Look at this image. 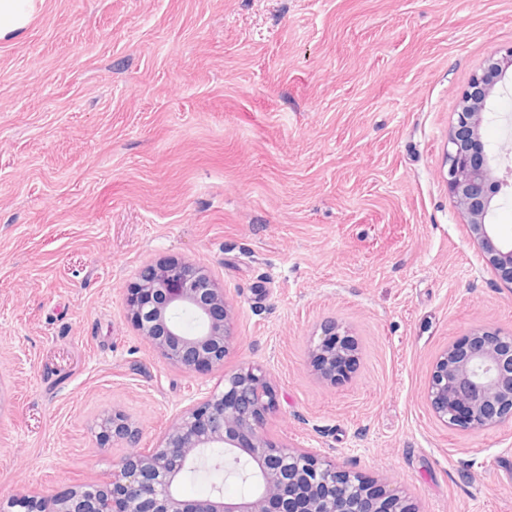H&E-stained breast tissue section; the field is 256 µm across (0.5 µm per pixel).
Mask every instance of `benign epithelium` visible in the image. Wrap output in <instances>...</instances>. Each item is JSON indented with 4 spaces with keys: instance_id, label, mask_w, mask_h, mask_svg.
Here are the masks:
<instances>
[{
    "instance_id": "7a95c632",
    "label": "benign epithelium",
    "mask_w": 512,
    "mask_h": 512,
    "mask_svg": "<svg viewBox=\"0 0 512 512\" xmlns=\"http://www.w3.org/2000/svg\"><path fill=\"white\" fill-rule=\"evenodd\" d=\"M504 78L494 58L471 81L448 136L446 182L466 217L484 260L512 290V240L488 222L494 199L512 195V166L490 157L480 128L487 102ZM126 316L140 338L167 364L183 372L224 367L234 344L232 311L224 285L203 266L157 260L142 268L125 301ZM312 363L334 382L340 366L352 365L355 346L336 323L324 328ZM436 417L450 429L482 431L512 420V331L476 330L436 358L426 392ZM275 409L267 373L254 365L224 375V391L204 397L173 419L156 446L137 449L140 432L114 414L100 422L105 439L134 448L104 483L79 484L47 494L20 490L0 499V512H416L398 490L370 483L309 448L276 445L265 421ZM241 463L253 489L238 500L223 490L185 499V475L208 465L216 449Z\"/></svg>"
}]
</instances>
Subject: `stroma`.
Listing matches in <instances>:
<instances>
[{"label":"stroma","mask_w":512,"mask_h":512,"mask_svg":"<svg viewBox=\"0 0 512 512\" xmlns=\"http://www.w3.org/2000/svg\"><path fill=\"white\" fill-rule=\"evenodd\" d=\"M512 0H40L0 39V497L109 480L240 365L269 438L388 480L416 512H512V421L453 431L438 354L512 329L448 191V135ZM205 266L223 369L167 365L125 314L147 263ZM355 365L311 364L325 324ZM100 434L105 439L112 438V442H125L128 447H137L140 440V432L127 418L122 415L112 414L104 417L100 422Z\"/></svg>","instance_id":"obj_1"}]
</instances>
